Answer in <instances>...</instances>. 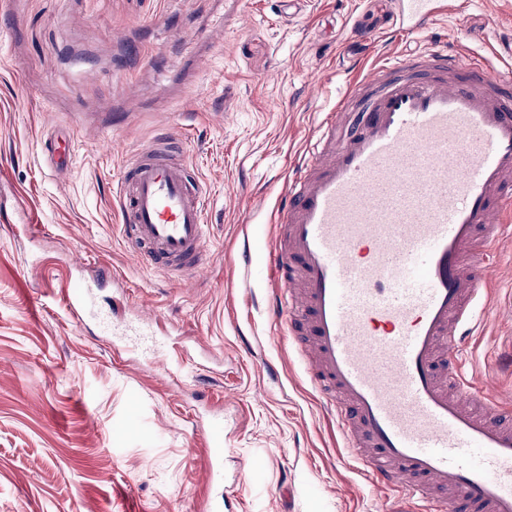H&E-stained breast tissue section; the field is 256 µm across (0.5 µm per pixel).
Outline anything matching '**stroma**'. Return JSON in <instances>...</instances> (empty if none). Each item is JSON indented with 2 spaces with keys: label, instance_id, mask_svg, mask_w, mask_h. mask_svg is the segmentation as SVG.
Returning a JSON list of instances; mask_svg holds the SVG:
<instances>
[{
  "label": "stroma",
  "instance_id": "obj_1",
  "mask_svg": "<svg viewBox=\"0 0 512 512\" xmlns=\"http://www.w3.org/2000/svg\"><path fill=\"white\" fill-rule=\"evenodd\" d=\"M399 0H0V512H382L306 360L268 313L263 257L289 164L362 65L446 42L512 58V0H454L400 31ZM209 192L207 256L186 278L133 258L112 183L160 124ZM74 140L66 169L51 125ZM85 284L108 326L77 322ZM177 354L169 371L163 354ZM469 374L512 405V238L465 339ZM224 422L211 483L202 423ZM135 432H127L130 420ZM47 151L52 167L56 169L66 167L71 159V141L69 138H61V140H59V137L50 138Z\"/></svg>",
  "mask_w": 512,
  "mask_h": 512
}]
</instances>
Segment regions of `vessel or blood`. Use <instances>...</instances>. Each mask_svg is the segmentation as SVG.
<instances>
[{
	"mask_svg": "<svg viewBox=\"0 0 512 512\" xmlns=\"http://www.w3.org/2000/svg\"><path fill=\"white\" fill-rule=\"evenodd\" d=\"M441 2L402 0L403 30ZM176 140L127 162L112 207L137 259L182 276L204 259L208 191ZM71 149L51 138L52 167ZM270 221L268 315L310 351L361 471L425 512H512V411L480 394L461 350L512 236V73L447 45L377 60L320 122ZM206 440L222 480L223 424Z\"/></svg>",
	"mask_w": 512,
	"mask_h": 512,
	"instance_id": "b4317fda",
	"label": "vessel or blood"
}]
</instances>
